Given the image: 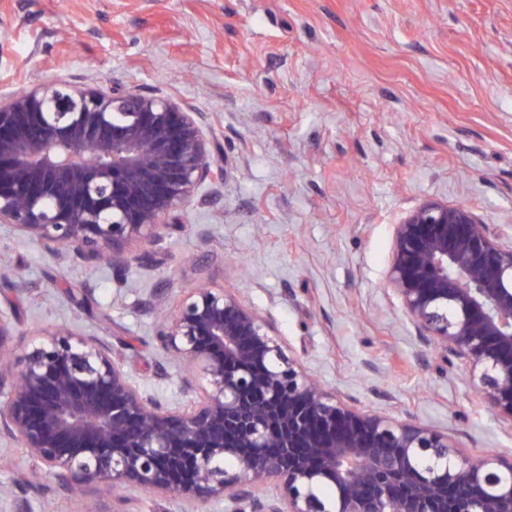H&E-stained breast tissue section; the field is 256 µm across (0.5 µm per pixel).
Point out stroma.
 <instances>
[{
    "mask_svg": "<svg viewBox=\"0 0 512 512\" xmlns=\"http://www.w3.org/2000/svg\"><path fill=\"white\" fill-rule=\"evenodd\" d=\"M161 93L209 115L228 174L203 186L155 260L121 278L61 264L0 224V314L111 342L139 386L185 403L155 342L167 305L207 279L240 291L327 388L512 455L387 293L394 224L423 199L512 225V0H0V99L47 84ZM0 436V512H83Z\"/></svg>",
    "mask_w": 512,
    "mask_h": 512,
    "instance_id": "obj_1",
    "label": "stroma"
}]
</instances>
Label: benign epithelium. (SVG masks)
Instances as JSON below:
<instances>
[{
    "label": "benign epithelium",
    "mask_w": 512,
    "mask_h": 512,
    "mask_svg": "<svg viewBox=\"0 0 512 512\" xmlns=\"http://www.w3.org/2000/svg\"><path fill=\"white\" fill-rule=\"evenodd\" d=\"M226 175L206 113L165 95L64 82L0 100V224L65 262L147 265ZM385 282L512 430V234L425 199L393 227ZM15 335L0 315V435L68 491L112 494V512L135 491L227 512H512L511 456L470 463L448 430L326 389L238 291L197 285L155 331L185 407L141 392L96 336Z\"/></svg>",
    "instance_id": "7a95c632"
}]
</instances>
